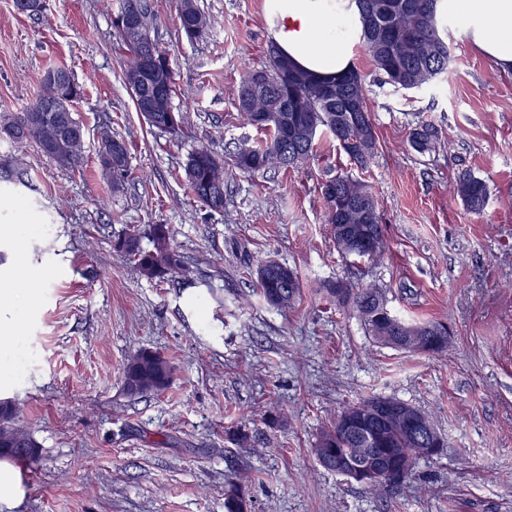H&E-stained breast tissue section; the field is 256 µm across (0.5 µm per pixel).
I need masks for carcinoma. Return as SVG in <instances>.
<instances>
[{
  "label": "carcinoma",
  "mask_w": 512,
  "mask_h": 512,
  "mask_svg": "<svg viewBox=\"0 0 512 512\" xmlns=\"http://www.w3.org/2000/svg\"><path fill=\"white\" fill-rule=\"evenodd\" d=\"M438 0H358L362 22V45L384 83L401 89L418 84L419 79L430 83L448 69L450 54L445 38L446 28L438 23L436 4ZM378 3H390L388 23L392 27L411 35V42L400 43L396 39L372 37L369 13ZM119 9L136 13L146 34H155L156 14L152 0H119ZM178 20L181 31L191 39H202L211 28L210 18L200 9L197 0H178ZM118 47L126 58L122 72L123 83L132 95L134 107L142 112V101L154 94V83L164 86L167 107L153 112L145 122L153 130L178 135L187 124V116L175 110L173 99L177 95V83L170 54L159 42L153 50L161 61L155 78L141 85L134 84L133 72L140 64L142 46L122 32H117ZM268 62L261 68L247 71L238 86L237 111L244 120L262 130L265 141L255 147L240 148L226 161L208 146L193 147L187 154L184 174L188 189L196 202L211 211L224 209V187L228 171L235 169L243 174L266 170H288L311 158L317 133L327 131L339 149L352 163L366 167L376 154L371 150L365 155L355 153L351 141L358 138L359 130L344 121L349 94L363 102L365 117L373 123L370 104L366 94V79L353 68L346 73L350 82L339 86L331 95L322 93L323 80L302 72L303 82L292 77L296 67L286 69V56L271 44L267 50ZM46 93L40 95L29 107L15 114H0V142L22 144L34 141L41 150L62 167L73 168L80 163L84 138L83 123L76 117L71 106L54 112L47 94L53 86L66 88L65 99L73 102L81 95V87L65 68L49 70L44 76ZM300 112H292L293 107ZM297 115L301 121L303 137L290 135L286 117ZM439 132L431 124H421L409 134L412 148L420 153L430 151L438 142ZM98 162L102 176L108 180L113 193L124 190L130 177L129 148L126 141L114 134L109 125L101 127L98 134ZM332 187L349 200L358 201L368 209L367 221L360 222L357 216L343 212L330 193H323L326 204V223L333 227L336 248L342 253L359 259L373 260L382 256L385 249L381 216L374 195L360 181L349 175L339 174L322 184ZM453 194L464 202L474 214L483 211L488 197L485 182L474 175L463 172L452 186ZM148 244H143V241ZM114 250L133 261L140 276L149 281H164L180 278L194 282L197 271L187 258L172 243V234L166 224H150L146 228L128 229L114 244ZM254 288L264 302L279 311L293 307L301 295L302 283L298 273L276 260H266L256 265ZM332 302L351 307L364 323L368 335L378 344L381 337L395 336V329L402 326L426 337L424 354L432 357L442 355L448 349V325L442 321L429 320L407 322L393 315L381 289L368 284L339 281L327 288ZM175 366L165 354L150 349H141L130 355L124 367V390L133 396L161 394L171 384ZM383 396H368L344 406L319 432L312 452L324 468L336 470V460L361 461L364 448H374L381 457L398 456L409 463V468L395 471L383 479L363 484V488L374 494L401 491L411 487L413 469L424 458L421 445L405 432L391 431L386 440L380 442L372 433L351 434L341 430L338 423L353 409L368 411L379 406ZM15 410L11 406L0 408V454L18 460H28L38 455L36 441L28 435L18 441L20 432L13 428ZM258 431L247 427L225 430L226 439L238 448H249ZM250 499L246 487L231 481L224 490L225 512H249Z\"/></svg>",
  "instance_id": "1"
}]
</instances>
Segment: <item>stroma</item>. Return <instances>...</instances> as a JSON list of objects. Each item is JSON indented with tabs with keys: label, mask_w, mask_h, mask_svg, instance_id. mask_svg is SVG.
Instances as JSON below:
<instances>
[{
	"label": "stroma",
	"mask_w": 512,
	"mask_h": 512,
	"mask_svg": "<svg viewBox=\"0 0 512 512\" xmlns=\"http://www.w3.org/2000/svg\"><path fill=\"white\" fill-rule=\"evenodd\" d=\"M198 4L214 28L191 40L177 0H154L173 104L189 115L173 136L146 126L122 81L116 0H45L38 16L0 0V113L22 111L45 72L64 67L84 87L74 109L85 127L75 168L32 142L0 145V159L25 173L0 183V282L28 293L14 322L0 324V398L40 447L34 460H10L21 492L0 512H224L234 476L251 512H512V72L453 34L447 73L403 92L357 49L379 141L368 168L321 132L312 158L288 172L235 174L215 212L175 175L193 146L224 156L263 140L236 98L271 36L263 0ZM106 120L129 145L134 185L119 195L96 157ZM422 123L439 131L425 153L408 141ZM464 171L488 186L482 214L448 191ZM340 173L378 201L381 258L358 261L333 242L321 185ZM147 224L168 225L212 285L142 278L113 243ZM243 250L249 263L297 270L294 309L253 293ZM338 280L378 286L399 318L447 323V353L376 344L356 312L327 302ZM143 348L173 356L176 373L164 393L133 397L123 367ZM369 395L429 413L444 438L438 456L417 463L411 489L369 494L311 452L341 407ZM261 408L286 418L260 426L254 447L225 440Z\"/></svg>",
	"instance_id": "35a3bbf8"
}]
</instances>
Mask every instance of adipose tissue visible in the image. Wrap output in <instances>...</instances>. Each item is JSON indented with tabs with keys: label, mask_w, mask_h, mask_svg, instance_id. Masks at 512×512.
<instances>
[{
	"label": "adipose tissue",
	"mask_w": 512,
	"mask_h": 512,
	"mask_svg": "<svg viewBox=\"0 0 512 512\" xmlns=\"http://www.w3.org/2000/svg\"><path fill=\"white\" fill-rule=\"evenodd\" d=\"M273 43L297 68L334 77L354 65L357 0H264ZM438 18L502 71H512V0H439Z\"/></svg>",
	"instance_id": "adipose-tissue-1"
}]
</instances>
